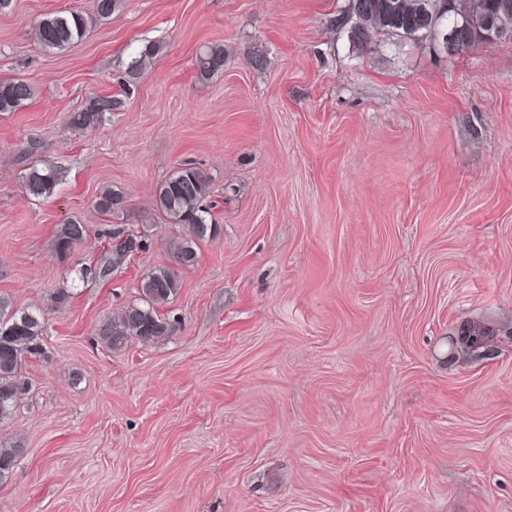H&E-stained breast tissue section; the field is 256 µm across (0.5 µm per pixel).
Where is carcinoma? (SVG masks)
<instances>
[{"label": "carcinoma", "instance_id": "carcinoma-1", "mask_svg": "<svg viewBox=\"0 0 512 512\" xmlns=\"http://www.w3.org/2000/svg\"><path fill=\"white\" fill-rule=\"evenodd\" d=\"M454 0L451 12L442 9L443 0H361L357 23L345 13L341 20L352 23L351 38L362 42L373 35L397 37L404 41L417 42L428 38L439 41L430 25L431 17L439 15L444 25L463 16L469 18L471 38L469 43L482 39L490 12L497 10L495 0ZM120 0H93V15L86 17L78 12L52 15L40 19L34 25V38L47 51H65L82 39L88 26L96 20L110 17L119 7ZM160 51V46H145L139 56L127 67L129 80L139 78L146 61ZM224 47H205L197 58V74L209 79L224 69ZM30 85L19 79L0 80V112H13L30 99ZM121 101L110 96H95L86 100L82 108L69 116V123L81 129H98L106 115L120 109ZM60 172L54 168L31 165L24 174V188L28 195L39 198L54 193L59 183ZM212 187V176L203 167L184 164L160 181L154 190L153 209L167 224L180 225L185 229L181 238L168 245L170 257L180 265L158 266L147 272L140 282L139 301L128 305L123 313L101 329L104 342L121 348L135 339L144 344L168 335L172 324L160 312L159 307L177 296L181 281L179 267L190 266L197 260V242L215 236L219 224L212 207L206 204ZM123 196L110 187L100 192L96 207L103 213L120 208ZM88 233L86 225L71 220L60 226L55 237V250L61 256L70 255L83 243ZM112 260L95 263L82 269V277L91 281L104 280L112 267L121 263L135 249L133 239L124 236V231L106 233ZM43 326L39 318L29 312H14L8 319L0 317V419L10 414L19 396L26 392V383L21 370L25 358L39 353ZM489 341L486 333L464 325L460 328L456 342L464 351L482 349ZM23 448L18 445L0 448V481L12 472Z\"/></svg>", "mask_w": 512, "mask_h": 512}]
</instances>
